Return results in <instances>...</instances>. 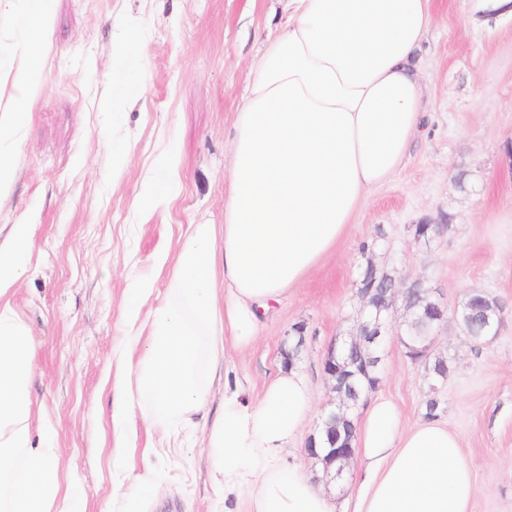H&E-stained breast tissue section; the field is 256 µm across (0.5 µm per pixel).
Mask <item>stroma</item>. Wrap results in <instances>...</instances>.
<instances>
[{
  "mask_svg": "<svg viewBox=\"0 0 512 512\" xmlns=\"http://www.w3.org/2000/svg\"><path fill=\"white\" fill-rule=\"evenodd\" d=\"M41 49L42 79L24 108L11 195L0 200V243L31 225L35 248L9 297L36 346L35 403L53 427L61 475H72L87 512H126L114 485L150 473L159 490L140 512H236L218 504L204 448L226 391L259 396L279 371L308 379L314 410L288 459L324 486L331 503L353 492L355 469L327 481L305 452L334 398L324 372L335 337L357 325L366 268L423 279L456 307L484 294L501 310L497 336L476 344L455 322L435 334L431 354L448 362L434 383L398 337L384 346L374 394L394 401L407 423L440 400L439 420L462 439L475 465L474 512H512V10L486 16L478 0H434L435 20L415 56L425 86V122L396 175L362 203L346 233L277 303L263 331L231 362L212 367L207 407L182 427L175 447L149 439L141 416L112 427V386L124 346L121 306L138 271L164 298L169 267L154 255L193 224L224 221V176L241 96L278 0H51ZM145 55L117 57L129 29ZM141 90L120 113L113 90ZM175 145L178 197L154 212L132 206L154 156ZM130 153L126 168L117 149ZM419 224L444 230L417 237ZM302 334L295 360L284 353Z\"/></svg>",
  "mask_w": 512,
  "mask_h": 512,
  "instance_id": "stroma-1",
  "label": "stroma"
}]
</instances>
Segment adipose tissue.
Returning a JSON list of instances; mask_svg holds the SVG:
<instances>
[{
  "label": "adipose tissue",
  "mask_w": 512,
  "mask_h": 512,
  "mask_svg": "<svg viewBox=\"0 0 512 512\" xmlns=\"http://www.w3.org/2000/svg\"><path fill=\"white\" fill-rule=\"evenodd\" d=\"M284 25L253 63L234 123L224 221L193 225L171 264L148 337L134 326L153 284L137 278L123 302L129 373L117 381L112 423L134 408L147 429L173 434L208 400L210 366L251 345L262 315L298 287L345 234L365 198L403 163L424 118L412 57L433 22V0H282ZM50 23L34 0L13 76L19 99L41 77ZM34 247L28 225L0 244V512H85L62 482L54 449L34 445L35 345L8 298ZM312 400L305 377L279 374L258 400L225 393L208 433L218 493L249 512H332L326 496L283 456ZM362 479L351 512H472L474 469L439 420L403 426L390 401H372L357 427Z\"/></svg>",
  "instance_id": "obj_1"
}]
</instances>
